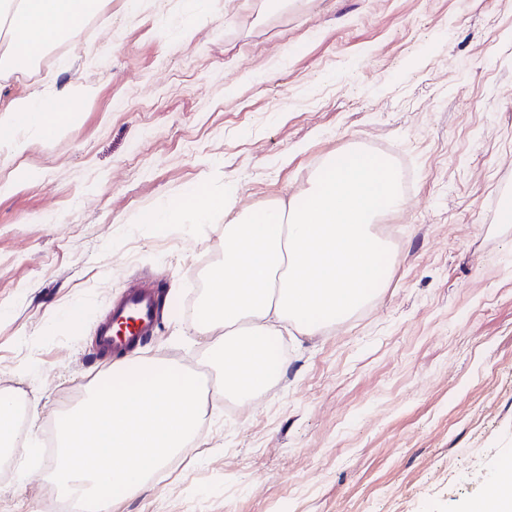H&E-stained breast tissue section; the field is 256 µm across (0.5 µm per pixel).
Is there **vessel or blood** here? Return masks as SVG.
<instances>
[{"label":"vessel or blood","mask_w":512,"mask_h":512,"mask_svg":"<svg viewBox=\"0 0 512 512\" xmlns=\"http://www.w3.org/2000/svg\"><path fill=\"white\" fill-rule=\"evenodd\" d=\"M157 300L152 293L135 292L112 309L111 322L101 328L100 346L125 351L150 335L156 318Z\"/></svg>","instance_id":"vessel-or-blood-1"}]
</instances>
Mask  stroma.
Instances as JSON below:
<instances>
[{
	"label": "stroma",
	"instance_id": "stroma-1",
	"mask_svg": "<svg viewBox=\"0 0 512 512\" xmlns=\"http://www.w3.org/2000/svg\"><path fill=\"white\" fill-rule=\"evenodd\" d=\"M92 20L95 43L0 75V102L95 90L63 133L0 140V391L48 428L110 370L112 303L149 283L138 358L206 376L193 285L224 222L189 238L136 219L213 177L258 209L327 156L384 148L416 172L387 288L285 332L277 381L216 402L198 451L114 509L468 512L512 455V0H103ZM12 468L0 512H29L51 467L21 447Z\"/></svg>",
	"mask_w": 512,
	"mask_h": 512
}]
</instances>
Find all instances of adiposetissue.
<instances>
[{
	"instance_id": "1",
	"label": "adipose tissue",
	"mask_w": 512,
	"mask_h": 512,
	"mask_svg": "<svg viewBox=\"0 0 512 512\" xmlns=\"http://www.w3.org/2000/svg\"><path fill=\"white\" fill-rule=\"evenodd\" d=\"M101 0H0V73L23 68L44 51L64 39L77 37L82 18L96 12ZM85 88L65 95L69 109L57 112L39 92L13 98L0 106V130L33 133L50 138L68 127L82 100ZM471 512H512V456L499 463L487 495Z\"/></svg>"
}]
</instances>
